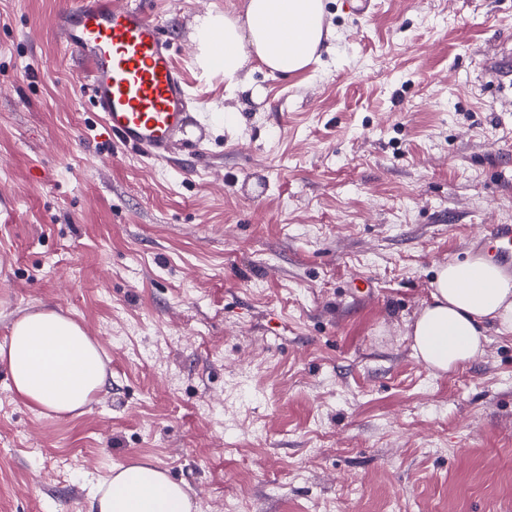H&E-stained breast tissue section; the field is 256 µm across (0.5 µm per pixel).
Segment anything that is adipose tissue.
I'll use <instances>...</instances> for the list:
<instances>
[{"instance_id": "adipose-tissue-1", "label": "adipose tissue", "mask_w": 512, "mask_h": 512, "mask_svg": "<svg viewBox=\"0 0 512 512\" xmlns=\"http://www.w3.org/2000/svg\"><path fill=\"white\" fill-rule=\"evenodd\" d=\"M330 36L324 0H247L244 16L202 17L195 43L204 69L235 84L255 60L274 74L303 70ZM492 331L512 334V277L480 254L439 265L410 332L416 356L445 373L482 352ZM0 365L16 396L47 416L85 413L106 381L95 341L76 320L47 306L12 323L0 344ZM90 512H194V505L165 470L135 462L98 480Z\"/></svg>"}]
</instances>
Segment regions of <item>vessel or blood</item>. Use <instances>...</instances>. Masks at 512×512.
Wrapping results in <instances>:
<instances>
[{
  "label": "vessel or blood",
  "instance_id": "obj_1",
  "mask_svg": "<svg viewBox=\"0 0 512 512\" xmlns=\"http://www.w3.org/2000/svg\"><path fill=\"white\" fill-rule=\"evenodd\" d=\"M55 25L83 62L105 134L150 156L186 146L189 91L175 63L177 45L143 0H76ZM487 69L505 85L512 52L490 57ZM477 243L512 270V224L492 225Z\"/></svg>",
  "mask_w": 512,
  "mask_h": 512
}]
</instances>
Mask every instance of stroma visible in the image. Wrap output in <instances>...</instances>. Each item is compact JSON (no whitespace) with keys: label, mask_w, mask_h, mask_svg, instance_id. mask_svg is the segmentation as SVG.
Listing matches in <instances>:
<instances>
[{"label":"stroma","mask_w":512,"mask_h":512,"mask_svg":"<svg viewBox=\"0 0 512 512\" xmlns=\"http://www.w3.org/2000/svg\"><path fill=\"white\" fill-rule=\"evenodd\" d=\"M0 0V342L52 306L106 356L81 415L0 366V512H89L147 460L197 512H512V335L434 374L411 348L437 265L512 224V92L482 71L512 0H325L318 61L251 62L257 96L188 63L196 19L152 0L194 97L193 152L101 134L54 15Z\"/></svg>","instance_id":"1"}]
</instances>
